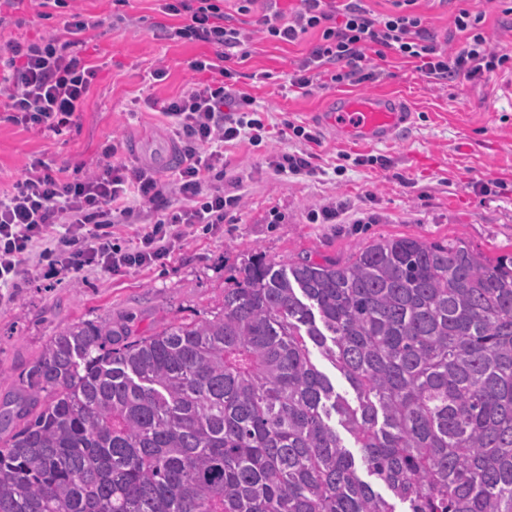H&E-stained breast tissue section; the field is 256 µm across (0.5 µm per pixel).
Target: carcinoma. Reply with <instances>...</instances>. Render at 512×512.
<instances>
[{
  "mask_svg": "<svg viewBox=\"0 0 512 512\" xmlns=\"http://www.w3.org/2000/svg\"><path fill=\"white\" fill-rule=\"evenodd\" d=\"M201 321L67 326L0 401V512H512V254L253 256ZM337 367L357 405L311 362ZM336 428L341 433L345 445L348 447L347 449L351 451V453L354 455L356 464L358 466L357 474L358 476L366 481L369 482L373 489L380 493L385 499H387L389 502L395 504L396 511H405L406 508L405 504L399 503L397 499H395L392 495V493L387 489V487L380 481L376 480L374 477L369 476L367 474V471L364 467L360 466V448H355V440L352 436H350L348 433H346L341 426H336Z\"/></svg>",
  "mask_w": 512,
  "mask_h": 512,
  "instance_id": "carcinoma-1",
  "label": "carcinoma"
}]
</instances>
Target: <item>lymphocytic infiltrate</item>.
Returning a JSON list of instances; mask_svg holds the SVG:
<instances>
[{"instance_id":"lymphocytic-infiltrate-1","label":"lymphocytic infiltrate","mask_w":512,"mask_h":512,"mask_svg":"<svg viewBox=\"0 0 512 512\" xmlns=\"http://www.w3.org/2000/svg\"><path fill=\"white\" fill-rule=\"evenodd\" d=\"M260 18L268 37L292 43L308 32L319 38L291 78L293 87L309 90L322 67L335 71L332 82L362 83L381 75L376 62L395 54L415 63L436 82L472 81L501 70L512 58L491 49L484 11L459 10L454 29L462 46L448 53L416 12L418 0H392V11L377 14L362 0H298L283 12L277 0H265ZM165 11L182 17L171 38L215 47V58L190 61L200 81L165 102L160 112L178 145L181 163L168 182L148 167L115 162L116 145L105 148L110 159L101 170L80 178L64 176L37 161L18 178L10 194L0 197V302L16 287L34 250L47 260L44 275L63 279L85 268L116 273L165 260L185 229L223 223L226 209L240 198L225 194L224 145L234 140L262 141L266 128L255 118L251 96L234 89L229 63L246 35L225 22L224 0H167ZM82 13H71L67 36L51 35L28 44L0 47V112L17 125L62 132L81 111L95 67L77 49L74 34L92 28ZM149 225L135 249L112 241L110 228L140 218ZM94 225L96 234L86 232Z\"/></svg>"}]
</instances>
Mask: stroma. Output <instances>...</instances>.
<instances>
[{
  "label": "stroma",
  "mask_w": 512,
  "mask_h": 512,
  "mask_svg": "<svg viewBox=\"0 0 512 512\" xmlns=\"http://www.w3.org/2000/svg\"><path fill=\"white\" fill-rule=\"evenodd\" d=\"M166 0H75L73 9L94 20L79 34L82 53L97 69L82 112L55 134L0 119V192L32 161L68 177L94 171L106 145L119 142L117 158L138 160L132 140L164 138V101L200 81L189 61L213 55L200 42L169 39L179 17L164 13ZM482 10L492 47L512 55V21L503 22L492 0H419L417 10L438 44L460 49L453 20L459 10ZM68 11L40 0H16L0 9V46L34 42L63 33ZM227 22L243 29L247 55L232 61L237 90L254 98L270 135L259 146H224V182L237 184L242 202L223 224L196 230L171 257L148 267L112 274L87 268L62 282L29 272L0 305V397L17 394L22 376L49 339L81 322L112 320L132 339L151 335L162 323L200 320L234 287L238 269L252 255L280 262L308 256L346 260L362 245L382 238L412 236L427 241H463L493 258L512 253V72L479 80L435 83L414 65L388 55L373 82L315 86L302 91L289 79L317 42V33L286 44L266 38L262 7L238 13L226 0ZM167 75L153 76L157 64ZM357 89L402 98L411 119L388 144L344 140L321 113L336 94ZM314 134L308 142L293 126ZM311 152L321 173L281 175L272 155ZM343 205L342 215L310 223V209Z\"/></svg>",
  "instance_id": "stroma-1"
}]
</instances>
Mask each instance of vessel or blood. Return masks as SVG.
<instances>
[{
    "mask_svg": "<svg viewBox=\"0 0 512 512\" xmlns=\"http://www.w3.org/2000/svg\"><path fill=\"white\" fill-rule=\"evenodd\" d=\"M410 118L404 102L386 94H340L332 101L326 122L343 138L371 144L392 142ZM132 153L153 166L165 169L175 166L179 157L171 143L149 148L133 145Z\"/></svg>",
    "mask_w": 512,
    "mask_h": 512,
    "instance_id": "1",
    "label": "vessel or blood"
}]
</instances>
